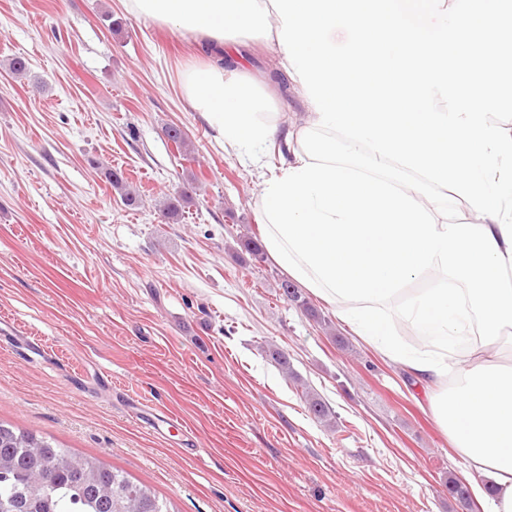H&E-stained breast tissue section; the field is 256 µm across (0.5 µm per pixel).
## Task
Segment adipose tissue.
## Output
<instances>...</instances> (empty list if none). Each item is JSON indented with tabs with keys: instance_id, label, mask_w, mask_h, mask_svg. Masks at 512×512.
<instances>
[{
	"instance_id": "adipose-tissue-1",
	"label": "adipose tissue",
	"mask_w": 512,
	"mask_h": 512,
	"mask_svg": "<svg viewBox=\"0 0 512 512\" xmlns=\"http://www.w3.org/2000/svg\"><path fill=\"white\" fill-rule=\"evenodd\" d=\"M128 13L149 19L200 41L205 61L177 74L193 111L199 112L225 151L247 154L261 163L259 150L279 137L281 170L298 168L308 157L297 130L279 126V115L256 83L240 69H226L225 55L240 37L277 39L282 20L270 0H125ZM512 349V328L498 342L454 354L452 377L413 370L415 379L440 387L431 407L457 452L490 477L494 495L489 512H512V367L504 352Z\"/></svg>"
}]
</instances>
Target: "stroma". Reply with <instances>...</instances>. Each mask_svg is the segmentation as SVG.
I'll list each match as a JSON object with an SVG mask.
<instances>
[{"instance_id":"35a3bbf8","label":"stroma","mask_w":512,"mask_h":512,"mask_svg":"<svg viewBox=\"0 0 512 512\" xmlns=\"http://www.w3.org/2000/svg\"><path fill=\"white\" fill-rule=\"evenodd\" d=\"M238 50L276 110L308 121L275 47ZM204 57L122 0H0V421L126 472L175 512H483L448 496V477L484 478L440 428L433 387L313 291L310 310L288 302L287 273L245 250L261 236L260 171L224 152L177 82ZM183 191L166 219L161 202ZM26 336L46 355L18 350Z\"/></svg>"}]
</instances>
